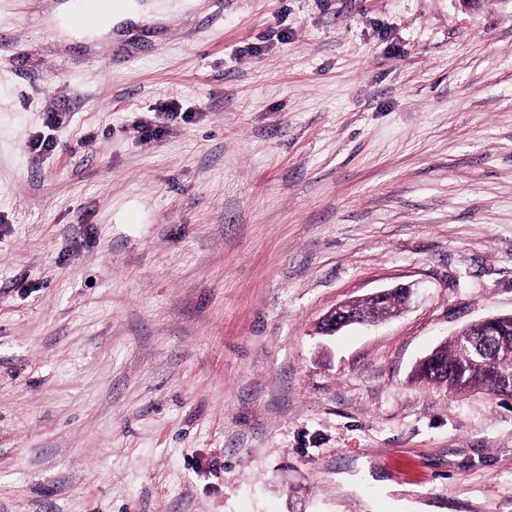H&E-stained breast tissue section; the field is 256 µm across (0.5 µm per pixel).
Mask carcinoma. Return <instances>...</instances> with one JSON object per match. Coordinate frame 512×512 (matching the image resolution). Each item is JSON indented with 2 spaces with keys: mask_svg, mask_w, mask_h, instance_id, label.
I'll use <instances>...</instances> for the list:
<instances>
[{
  "mask_svg": "<svg viewBox=\"0 0 512 512\" xmlns=\"http://www.w3.org/2000/svg\"><path fill=\"white\" fill-rule=\"evenodd\" d=\"M400 303L401 300L394 297L384 308L371 306L369 300L359 301L358 306L379 319L389 315ZM511 347L512 322L497 323L494 335L482 338L476 330L467 327L438 349L435 365L420 372L418 379L443 384L452 395L482 390L499 397V380L512 376V364L508 359L494 354V351Z\"/></svg>",
  "mask_w": 512,
  "mask_h": 512,
  "instance_id": "obj_1",
  "label": "carcinoma"
}]
</instances>
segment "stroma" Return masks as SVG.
<instances>
[{
  "label": "stroma",
  "instance_id": "obj_1",
  "mask_svg": "<svg viewBox=\"0 0 512 512\" xmlns=\"http://www.w3.org/2000/svg\"><path fill=\"white\" fill-rule=\"evenodd\" d=\"M65 2L0 0V512H512V399L411 379L512 313V0ZM106 0L102 3L100 13L95 22L78 26L73 22V12L69 11V5H61L58 12V20L62 17L61 28L67 33H78L85 36H93L109 32L114 25H117L127 19H138L141 14L154 11L158 14L165 13L167 10L183 6L172 4L171 2H156L146 6L131 5L124 2L112 3ZM344 305L345 302L336 306V308L324 318L321 326L323 334L333 336L346 327L369 324L372 322L367 315L347 310Z\"/></svg>",
  "mask_w": 512,
  "mask_h": 512
}]
</instances>
